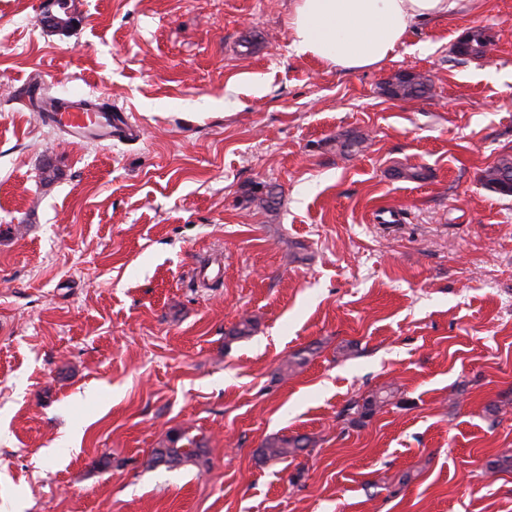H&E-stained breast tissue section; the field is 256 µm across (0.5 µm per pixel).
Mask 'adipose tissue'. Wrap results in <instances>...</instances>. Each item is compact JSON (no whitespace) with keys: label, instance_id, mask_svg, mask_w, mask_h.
<instances>
[{"label":"adipose tissue","instance_id":"ef3b65f1","mask_svg":"<svg viewBox=\"0 0 512 512\" xmlns=\"http://www.w3.org/2000/svg\"><path fill=\"white\" fill-rule=\"evenodd\" d=\"M462 0H294L291 46L324 64L366 69L390 58L421 21L445 16Z\"/></svg>","mask_w":512,"mask_h":512}]
</instances>
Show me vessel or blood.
<instances>
[{
  "instance_id": "vessel-or-blood-1",
  "label": "vessel or blood",
  "mask_w": 512,
  "mask_h": 512,
  "mask_svg": "<svg viewBox=\"0 0 512 512\" xmlns=\"http://www.w3.org/2000/svg\"><path fill=\"white\" fill-rule=\"evenodd\" d=\"M44 117L49 123L65 128L75 138L97 129L104 138L121 140L138 131L137 125L125 113L104 115L95 102L85 97L53 99Z\"/></svg>"
}]
</instances>
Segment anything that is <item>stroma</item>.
Masks as SVG:
<instances>
[{"mask_svg":"<svg viewBox=\"0 0 512 512\" xmlns=\"http://www.w3.org/2000/svg\"><path fill=\"white\" fill-rule=\"evenodd\" d=\"M75 2L0 0V512H512V0L357 71L296 54L293 0ZM75 95L139 137L42 121ZM175 432L200 457L149 465ZM56 7L55 12L47 11L42 17V23L50 28H65L72 25L75 20L71 16L67 4L62 0H52L50 2ZM65 17V18H64ZM485 31L480 27L470 28L464 45H455L454 51L460 59H478L487 52L484 41ZM385 92L396 99H415L424 97L428 90V84L421 76L405 77L396 74L392 80L385 82ZM504 170H510L508 175L509 183H505L500 179V175ZM482 184L489 191L503 195V196H511L512 195V154L502 155L498 160L492 165L487 167L483 171L482 175ZM392 397V391L380 390L364 399L362 404H360L358 400H351L348 403L346 411H353V414L359 415L360 418H366L372 415L377 408L379 409L387 405ZM309 440L304 437H283L267 441L262 449V455L266 459H283L293 456L297 451L307 448Z\"/></svg>","mask_w":512,"mask_h":512,"instance_id":"stroma-1","label":"stroma"}]
</instances>
